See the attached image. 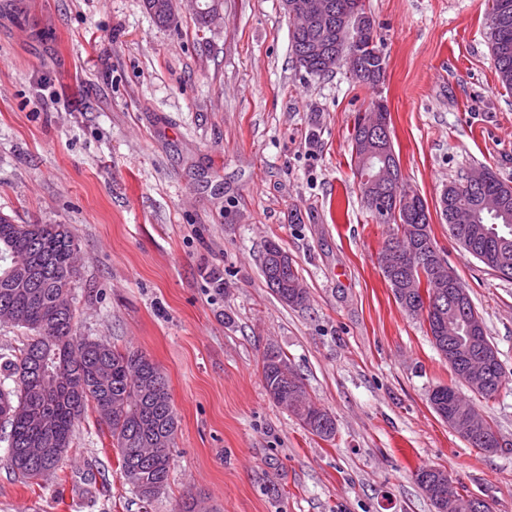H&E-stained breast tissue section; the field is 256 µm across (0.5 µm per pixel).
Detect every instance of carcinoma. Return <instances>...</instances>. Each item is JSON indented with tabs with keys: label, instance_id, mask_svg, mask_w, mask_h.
I'll return each mask as SVG.
<instances>
[{
	"label": "carcinoma",
	"instance_id": "1",
	"mask_svg": "<svg viewBox=\"0 0 512 512\" xmlns=\"http://www.w3.org/2000/svg\"><path fill=\"white\" fill-rule=\"evenodd\" d=\"M338 19L351 21L366 12L365 0H328ZM145 9L161 25L172 23L169 0H144ZM491 56L502 86L512 88V0H491L487 13ZM316 32L297 24L291 30V51L301 68L311 75H325L324 59L309 52ZM351 47L356 53L355 81L376 85L384 79L386 56L378 45L374 25L354 29ZM376 118L390 124L387 108L376 104L357 118L352 143L357 146L374 136L366 122ZM484 180L469 186L451 182L440 195L441 215L450 235L474 258L491 268L501 256L496 233L512 226V187L492 171L482 168ZM361 198L378 224L393 225V234L379 254L380 267L396 301L412 316L426 317V302L438 303L441 316L428 322V333L448 361L453 375L471 384L463 336L471 326L487 339L482 316L463 288L448 287V277L424 269L420 279L415 265L424 252L438 251L430 227L427 202L419 199L409 213L394 214L393 182L403 180L394 148L382 157L357 155ZM494 196L504 217H480L481 201ZM78 243L66 224H14L0 215V308H11L15 325L35 333V339L19 350L7 365L16 387L0 388V422L9 427L6 436L10 469L40 484L46 477H60L61 462L77 433V420L92 406L106 424L117 448L121 473L140 500L152 502L167 485L170 448L177 420L161 370L145 355L120 350L98 339L74 333L75 309L69 298L76 273L74 255ZM283 248L269 241L263 251L261 271L267 287L293 307L307 301L294 264L282 265ZM262 376L273 402L282 406L302 426L323 440L335 436L331 413L308 394L301 377L286 356L270 346L262 358ZM453 403L443 400L434 408L439 417L458 431L461 418L475 417L478 431L467 438L473 448L496 453L502 449L494 427L451 390ZM445 471L421 469L416 480L436 512H491L483 499L463 495L443 481Z\"/></svg>",
	"mask_w": 512,
	"mask_h": 512
}]
</instances>
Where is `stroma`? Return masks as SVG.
Returning <instances> with one entry per match:
<instances>
[{"label":"stroma","mask_w":512,"mask_h":512,"mask_svg":"<svg viewBox=\"0 0 512 512\" xmlns=\"http://www.w3.org/2000/svg\"><path fill=\"white\" fill-rule=\"evenodd\" d=\"M366 5L387 60L375 86L343 66L306 74L281 0H220L205 28L193 0L166 26L141 0H0V214L70 226L76 335L142 351L177 419L169 482L149 504L93 410L64 481L25 482L0 441V512H177L191 496L203 512H435L422 468L512 512V280L462 250L438 208L474 168L512 185V91L491 57L488 3ZM375 101L499 352V393L459 392L509 450L471 447L430 405L454 377L383 276L390 229L356 174L353 126ZM269 240L295 263L304 306L267 288ZM271 345L335 417L333 440L268 396Z\"/></svg>","instance_id":"35a3bbf8"}]
</instances>
